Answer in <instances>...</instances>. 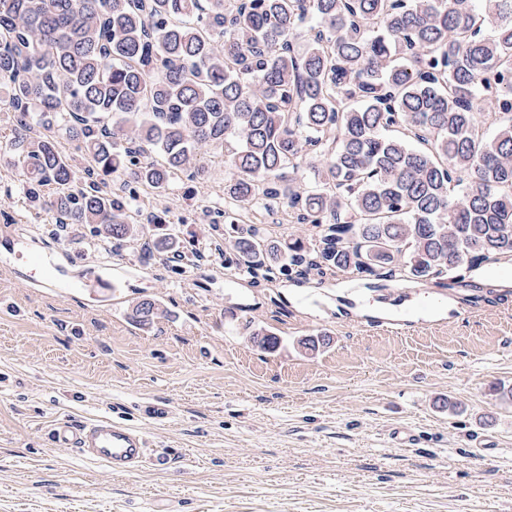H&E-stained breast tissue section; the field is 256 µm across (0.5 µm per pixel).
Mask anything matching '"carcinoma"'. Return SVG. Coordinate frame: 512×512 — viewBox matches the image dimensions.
<instances>
[{"mask_svg":"<svg viewBox=\"0 0 512 512\" xmlns=\"http://www.w3.org/2000/svg\"><path fill=\"white\" fill-rule=\"evenodd\" d=\"M0 91L16 196L61 233L143 239L135 185L202 179L218 150L224 262L255 281L451 288L462 268L512 264V0H0ZM275 207L315 233L243 223ZM185 249L163 231L144 247ZM162 314L142 299L130 316Z\"/></svg>","mask_w":512,"mask_h":512,"instance_id":"1","label":"carcinoma"}]
</instances>
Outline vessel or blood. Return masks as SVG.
Segmentation results:
<instances>
[{"mask_svg":"<svg viewBox=\"0 0 512 512\" xmlns=\"http://www.w3.org/2000/svg\"><path fill=\"white\" fill-rule=\"evenodd\" d=\"M122 284V274L104 266L95 271L92 281H79L78 286L112 293ZM49 435L55 444L76 449L83 458L112 473L130 474L148 463L164 468L170 462L168 453L151 451L142 431L117 418L104 417L81 425L62 419L52 425Z\"/></svg>","mask_w":512,"mask_h":512,"instance_id":"vessel-or-blood-1","label":"vessel or blood"}]
</instances>
